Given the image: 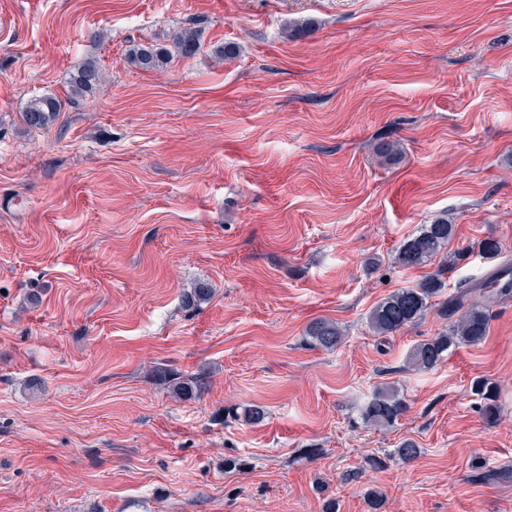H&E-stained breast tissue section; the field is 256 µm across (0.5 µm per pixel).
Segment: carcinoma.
Here are the masks:
<instances>
[{
    "label": "carcinoma",
    "instance_id": "1",
    "mask_svg": "<svg viewBox=\"0 0 512 512\" xmlns=\"http://www.w3.org/2000/svg\"><path fill=\"white\" fill-rule=\"evenodd\" d=\"M200 48L199 35L192 29L179 32L168 47L148 44H134L127 59L130 64L143 70H156L168 63L174 56H188ZM104 77V71L95 60L86 62L68 82L67 101L52 95L32 98L22 112V119L29 128L42 129L48 126L61 112L65 103H78L90 94ZM455 226L448 222V216L436 217L432 223L422 225L419 232L407 238L396 254V263L405 268H418L440 254L452 239ZM477 253L485 260H494L502 254L498 240L486 238L475 244ZM448 266L442 265L426 275L414 287L400 288L379 301L369 312V329L377 336L395 334L414 323L424 315L431 299L448 287L445 274ZM496 288L495 295L502 298L512 296V263L507 262L489 276ZM484 286L462 278L455 283V292L441 303L440 314L448 320V331L442 332L416 344L407 354L406 363L415 371H429L436 367L448 351L460 345L474 346L488 336L490 327L489 308L469 301L473 290ZM212 288L200 284L183 295L188 307L197 306L211 298ZM310 343L323 350H334L344 340L342 328L329 319L313 322L307 331ZM154 376L171 388L181 399H194L205 388L201 376H182L170 368L157 367ZM471 394L477 397L479 411L487 418L496 416L499 406L498 386L487 378H476L471 382ZM407 411L405 402L389 387L378 388L363 410L366 423L388 428ZM421 454V449L412 439H405L390 453V457L402 463H409Z\"/></svg>",
    "mask_w": 512,
    "mask_h": 512
}]
</instances>
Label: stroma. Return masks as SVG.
<instances>
[{"label": "stroma", "mask_w": 512, "mask_h": 512, "mask_svg": "<svg viewBox=\"0 0 512 512\" xmlns=\"http://www.w3.org/2000/svg\"><path fill=\"white\" fill-rule=\"evenodd\" d=\"M186 28L193 56L128 62ZM90 58L93 93L27 128ZM441 214L470 252L449 281L497 268L481 239L512 258V0H0V512H512V298L428 372L406 357L438 306L366 325L436 270L392 259ZM160 364L206 390L175 399ZM384 385L407 411L378 430ZM407 438L417 459L367 465ZM65 102L52 95L32 98L25 106L22 119L28 128L42 129L61 112ZM342 328L334 321L329 319H319L313 322L307 331L310 343L323 350H334L344 340ZM471 394L477 396L479 403V411L486 418L496 416L499 406V389L498 386L487 378H475L471 382ZM407 411L405 402L389 387H379L363 410L366 423L378 428L392 427Z\"/></svg>", "instance_id": "obj_1"}]
</instances>
